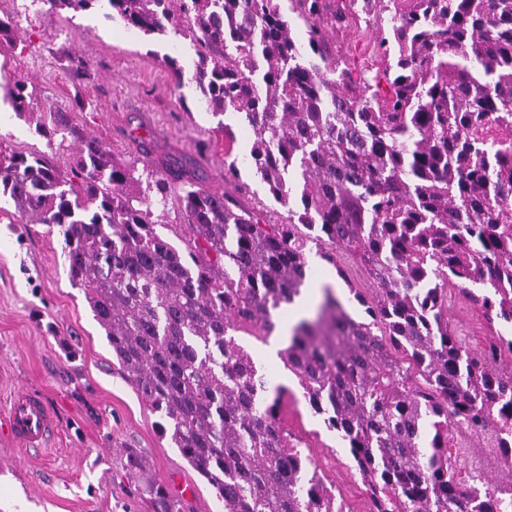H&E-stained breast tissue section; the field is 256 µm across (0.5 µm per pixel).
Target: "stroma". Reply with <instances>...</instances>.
Returning <instances> with one entry per match:
<instances>
[{"instance_id":"1","label":"stroma","mask_w":512,"mask_h":512,"mask_svg":"<svg viewBox=\"0 0 512 512\" xmlns=\"http://www.w3.org/2000/svg\"><path fill=\"white\" fill-rule=\"evenodd\" d=\"M0 19L13 39L0 42V94L22 81L45 112H68L133 175L147 166L178 168L211 191L227 190L224 156L243 155L249 131L234 124L224 139L219 119L199 106L195 85L176 87L163 56L179 50L191 65L194 50L182 38L156 39L97 11H54L30 0H5ZM341 53L358 67H381L373 30L364 21L336 34ZM81 55L84 66L73 57ZM44 140L21 117L0 123V153L42 152ZM313 277L296 304L305 314L323 285L340 277L360 292L370 284L350 260L340 267L311 257ZM448 317L462 342L482 349L489 330L458 290L448 292ZM41 396L57 422L49 445L26 451L0 435V512H150L135 479L125 476L120 449H142L154 475L181 498L183 512H224L212 487L168 439L122 375L103 329L67 274L57 227L30 224L0 197V415L18 389ZM283 417L310 446L319 474L332 484L346 512H368L369 499L351 456L335 434L312 417L293 388ZM462 478L505 480L494 432L455 434L449 447Z\"/></svg>"}]
</instances>
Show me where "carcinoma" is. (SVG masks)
I'll list each match as a JSON object with an SVG mask.
<instances>
[{
  "mask_svg": "<svg viewBox=\"0 0 512 512\" xmlns=\"http://www.w3.org/2000/svg\"><path fill=\"white\" fill-rule=\"evenodd\" d=\"M44 2L190 40L198 103L249 127L244 159L282 209L271 224L241 206L251 187L230 154L232 193L166 167L136 179L14 85V112L75 161L68 179L42 154L1 156L0 194L59 227L112 356L224 512H345L282 422L288 385L242 340L268 343L313 252L341 279L347 255L372 296L324 285L278 357L348 448L369 512H512V474L464 483L448 455L455 432L492 430L512 471V0H288L302 41L281 0ZM359 12L385 64L373 75L329 46ZM450 288L499 325L478 353L450 328ZM122 468L151 512H183L139 449Z\"/></svg>",
  "mask_w": 512,
  "mask_h": 512,
  "instance_id": "cac0c4a2",
  "label": "carcinoma"
}]
</instances>
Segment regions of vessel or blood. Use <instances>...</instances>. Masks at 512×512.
<instances>
[{"label":"vessel or blood","mask_w":512,"mask_h":512,"mask_svg":"<svg viewBox=\"0 0 512 512\" xmlns=\"http://www.w3.org/2000/svg\"><path fill=\"white\" fill-rule=\"evenodd\" d=\"M8 436L22 448H41L46 445L57 423L40 396L30 391L18 392L4 417L0 418Z\"/></svg>","instance_id":"1"}]
</instances>
